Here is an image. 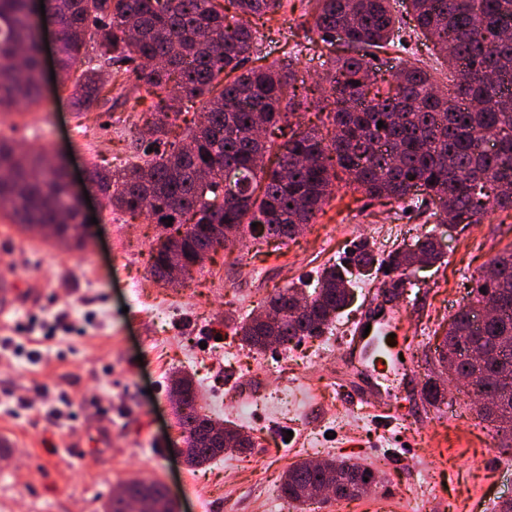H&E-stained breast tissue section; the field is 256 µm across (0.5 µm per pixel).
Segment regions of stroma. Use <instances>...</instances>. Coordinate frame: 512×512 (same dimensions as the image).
Wrapping results in <instances>:
<instances>
[{"instance_id":"35a3bbf8","label":"stroma","mask_w":512,"mask_h":512,"mask_svg":"<svg viewBox=\"0 0 512 512\" xmlns=\"http://www.w3.org/2000/svg\"><path fill=\"white\" fill-rule=\"evenodd\" d=\"M329 50L316 42L295 65L296 120L305 129L331 109L318 59ZM139 118L126 103L101 129L97 112L76 117L51 79L39 105L0 118L1 133L65 161L74 190L89 196L82 250L23 234L0 215V275L22 295L0 316V512H102L133 478L167 486L177 512H273L289 465L332 456L377 474L369 494L349 500L351 512H375L380 501L390 512H492L512 499V447L472 397L448 385L437 405L423 397L425 382L440 376L437 347L450 317L491 260L512 249V210L451 229L339 188L293 240L226 245L193 270V287H166L149 273L159 227L112 214L80 180L91 165L123 163ZM425 234L444 260L412 272L398 300L397 334L417 377L400 384L385 412L377 410L379 386L342 349L380 304L382 278L355 284L353 304L330 333L285 348L255 354L224 325L274 291L312 281L360 242L383 254ZM29 315L37 318L33 340L19 353L14 324ZM183 374L209 416L240 426L252 447L202 467L185 462L169 393ZM354 382L364 385V401L346 398ZM21 399L34 412L20 410Z\"/></svg>"}]
</instances>
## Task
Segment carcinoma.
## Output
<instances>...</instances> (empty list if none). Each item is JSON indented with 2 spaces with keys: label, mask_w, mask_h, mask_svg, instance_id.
Returning <instances> with one entry per match:
<instances>
[{
  "label": "carcinoma",
  "mask_w": 512,
  "mask_h": 512,
  "mask_svg": "<svg viewBox=\"0 0 512 512\" xmlns=\"http://www.w3.org/2000/svg\"><path fill=\"white\" fill-rule=\"evenodd\" d=\"M31 2L0 0L3 114L40 103L41 42ZM298 2L302 40L284 57L244 71L251 56L267 59L250 19L277 20L283 0H53L61 86L71 88L73 111H112L100 78L106 70L112 86L130 84L134 101L148 104L121 168L95 164L89 179L112 211L155 224L171 217L184 227L152 256L156 279L164 280L171 264L192 273L218 226L235 241L293 239L323 210L337 181L370 197L430 206L439 222L468 226L512 209V0H407L412 32L432 43L446 82L439 85L422 60L407 59L386 90L372 56L407 44L390 0ZM339 30L348 33L351 51L322 62L331 129H295L291 57L312 43L310 33L331 44ZM185 101L199 103L205 121L176 134ZM275 137L284 142L275 145ZM228 171L237 175L231 195L224 193ZM0 213L24 233L49 228L56 243L83 246L72 234L85 220L66 170L48 152L27 154L2 136ZM417 243L428 264L444 259L433 236ZM414 263L401 248L379 257L362 243L320 272L306 310L296 312L303 294L288 287L263 302L281 312L279 320L254 312L234 323V334L257 352L273 336L280 345L322 336L354 292L348 267L381 271L398 288L394 273L403 277ZM492 265L497 276H479L473 298L449 319L440 362L448 377L468 374L485 388L478 416L512 440V392L498 387L512 382V349L499 348L512 337V251ZM489 300L499 315L481 322L477 312ZM171 392L183 404L178 425L190 465L251 446L238 427L200 413L191 378L175 380ZM331 475L338 499L361 496L377 482L372 469L343 458L303 460L284 473L280 496L301 509ZM132 500L148 502V512H175L164 485L142 481L126 483L104 512H129Z\"/></svg>",
  "instance_id": "cac0c4a2"
}]
</instances>
